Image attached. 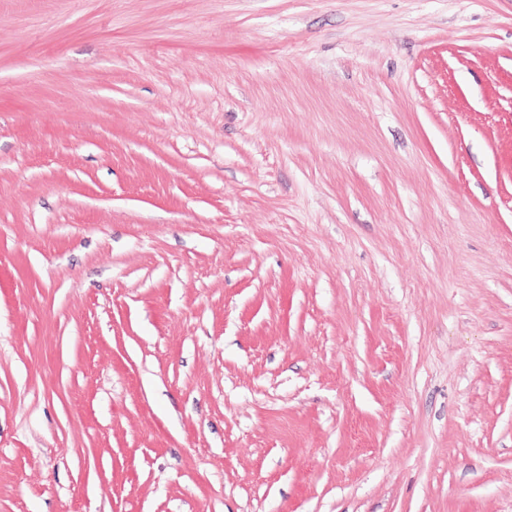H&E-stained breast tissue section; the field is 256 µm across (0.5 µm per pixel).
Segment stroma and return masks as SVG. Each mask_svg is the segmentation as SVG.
Returning <instances> with one entry per match:
<instances>
[{"label": "stroma", "mask_w": 512, "mask_h": 512, "mask_svg": "<svg viewBox=\"0 0 512 512\" xmlns=\"http://www.w3.org/2000/svg\"><path fill=\"white\" fill-rule=\"evenodd\" d=\"M0 512H512V0H0Z\"/></svg>", "instance_id": "1"}]
</instances>
